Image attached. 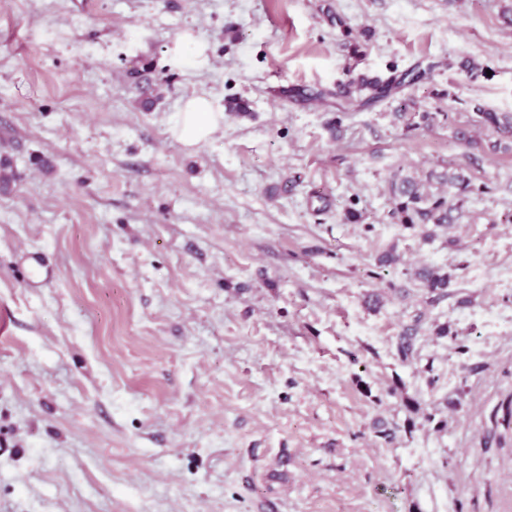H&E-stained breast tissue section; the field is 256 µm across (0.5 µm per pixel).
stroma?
I'll use <instances>...</instances> for the list:
<instances>
[{
    "mask_svg": "<svg viewBox=\"0 0 512 512\" xmlns=\"http://www.w3.org/2000/svg\"><path fill=\"white\" fill-rule=\"evenodd\" d=\"M195 94L250 113L184 145ZM475 100L512 112V0H0V512H512V153L455 139ZM444 164L478 190L428 241L387 187ZM406 78L357 77L340 85L339 94L349 106H369L389 97L395 89L405 84ZM416 279L420 282L423 289L432 298L448 296V286L450 284V275L439 267H422L416 273Z\"/></svg>",
    "mask_w": 512,
    "mask_h": 512,
    "instance_id": "obj_1",
    "label": "stroma"
}]
</instances>
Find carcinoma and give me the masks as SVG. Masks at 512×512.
I'll list each match as a JSON object with an SVG mask.
<instances>
[{
    "label": "carcinoma",
    "instance_id": "obj_1",
    "mask_svg": "<svg viewBox=\"0 0 512 512\" xmlns=\"http://www.w3.org/2000/svg\"><path fill=\"white\" fill-rule=\"evenodd\" d=\"M405 81L404 76L399 79L362 76L340 85L339 94L348 105L364 107L389 97ZM473 110L478 126L501 135L489 148L511 151L512 113L494 112L480 102L475 103ZM399 118L408 128L428 126L434 121L429 112L404 111L399 113ZM388 192L393 202L392 216L399 223L423 228L444 227L458 223L463 217L469 194L473 193L472 177L461 168L444 166L430 170L423 177L397 175L389 182ZM416 279L427 294L437 298L448 296L450 275L443 269L423 267L416 273ZM416 337L414 325L405 327L398 337L396 350L402 361L413 357Z\"/></svg>",
    "mask_w": 512,
    "mask_h": 512
}]
</instances>
